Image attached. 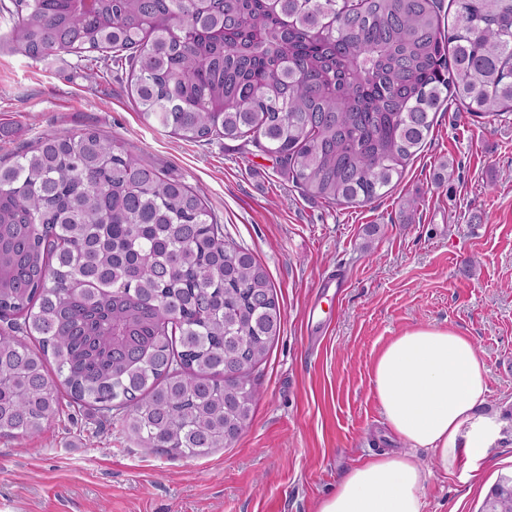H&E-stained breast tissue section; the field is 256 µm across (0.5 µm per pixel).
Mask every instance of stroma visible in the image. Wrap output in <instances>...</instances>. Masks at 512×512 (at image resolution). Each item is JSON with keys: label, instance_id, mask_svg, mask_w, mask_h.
<instances>
[{"label": "stroma", "instance_id": "stroma-1", "mask_svg": "<svg viewBox=\"0 0 512 512\" xmlns=\"http://www.w3.org/2000/svg\"><path fill=\"white\" fill-rule=\"evenodd\" d=\"M85 128L203 190L225 236L268 271L281 330L249 376L250 424L226 447L173 457L138 447L92 408H67L39 436L0 438V512H317L349 467L398 448L372 365L392 336L421 324L470 336L487 367L481 412L500 428L487 458L451 474L414 449L432 471L423 512H479L512 475V112L442 107L393 190L330 205L252 144L186 142L146 121L128 72L91 80L75 56L34 62L0 48V159L42 132ZM444 165L453 176L440 184ZM410 198L416 208H403ZM338 268L343 290H320Z\"/></svg>", "mask_w": 512, "mask_h": 512}]
</instances>
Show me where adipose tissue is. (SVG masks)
<instances>
[{"label": "adipose tissue", "instance_id": "adipose-tissue-1", "mask_svg": "<svg viewBox=\"0 0 512 512\" xmlns=\"http://www.w3.org/2000/svg\"><path fill=\"white\" fill-rule=\"evenodd\" d=\"M371 385L405 448L353 466L317 512H422L429 473L413 449L431 451L448 472L459 459H483L496 438L495 421L478 412L486 365L471 338L454 328L418 326L392 337L373 364Z\"/></svg>", "mask_w": 512, "mask_h": 512}]
</instances>
